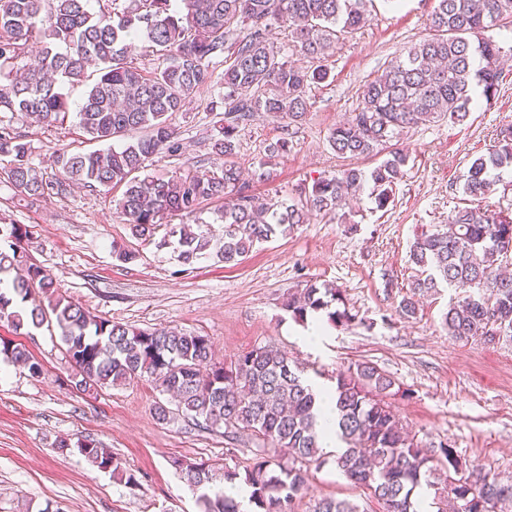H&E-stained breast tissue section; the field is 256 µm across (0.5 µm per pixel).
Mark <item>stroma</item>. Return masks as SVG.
Wrapping results in <instances>:
<instances>
[{
    "mask_svg": "<svg viewBox=\"0 0 512 512\" xmlns=\"http://www.w3.org/2000/svg\"><path fill=\"white\" fill-rule=\"evenodd\" d=\"M432 8L433 0H400L393 8L375 0L366 26L350 34L329 60L328 80L308 89L305 120L294 123L260 112L240 130L237 161L251 173L254 193L286 199L298 185L339 169L370 168V161L336 156L327 136L350 115L364 82L404 44L424 35ZM84 92L81 86L70 89L71 111L61 125L13 124L46 177L56 175L55 150L97 148L78 127ZM223 93L222 85H212L172 115L182 150L153 156L147 173L220 171L224 159L211 147L216 129L209 103ZM507 125H512V60L496 96L476 98L464 123L443 120L402 136L410 161L387 208L376 209L369 194H361L349 223L333 214L311 216L235 266L206 260L184 267L170 249L133 238L113 193L74 187L63 196L20 199L7 181L3 159L0 222L26 225L34 262L50 270L66 296L101 317L208 336L220 359L269 344L305 366L306 377L327 390L335 388L340 366L377 364L399 386L391 403L421 446L448 444L463 462L510 480L512 342L449 336L444 314L451 291L444 287L418 296L415 317L397 312L415 274L411 243L422 231L447 224L453 209L463 205L462 184L472 160L485 154ZM281 138L292 142L293 150L269 156V144ZM116 241L136 249L139 259L117 261ZM309 284L338 288L354 316L345 326L327 324L314 345L304 340L306 325L283 307L289 293ZM0 338L25 345L44 369L37 379L13 364L0 373V512H41L48 506L56 512H199L174 460L202 458L240 467L250 457L249 437L231 445L223 434L190 420H158L155 405L168 397L150 382L94 393L72 389V367L58 332H17L0 322ZM63 437L100 441L137 472L139 486L116 482L75 449L58 448ZM326 496L352 500L360 512L380 510L330 460L313 472L296 512H313Z\"/></svg>",
    "mask_w": 512,
    "mask_h": 512,
    "instance_id": "obj_1",
    "label": "stroma"
}]
</instances>
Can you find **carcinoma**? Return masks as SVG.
Here are the masks:
<instances>
[{
	"label": "carcinoma",
	"instance_id": "1",
	"mask_svg": "<svg viewBox=\"0 0 512 512\" xmlns=\"http://www.w3.org/2000/svg\"><path fill=\"white\" fill-rule=\"evenodd\" d=\"M90 0H0V113L33 117L47 126L69 113L66 89L84 85L79 127L88 140L106 145L92 152L59 150L56 178L47 179L30 158L23 136L0 128V156L10 158L7 177L19 196L63 195L73 186L91 192L121 191L117 199L132 236L173 248L176 261L192 266L201 259L241 263L252 249L315 212L330 215L371 186L379 208L409 162L393 145L403 133L470 115L473 94L489 100L498 91L503 47L488 32L512 25V0H434L428 33L388 60L368 80L349 119L328 135L342 157L384 155L369 170L346 167L300 188L298 197L271 202L254 194L235 157L237 137L258 112L298 122L305 117L306 89L326 81L327 59L346 36L369 21L373 0H107L95 13ZM289 24L291 57L280 56L270 38ZM141 38L158 54L156 67L134 63L131 40ZM34 62L19 65L32 45ZM224 66L217 73L218 66ZM224 85L210 102L221 112L213 151L224 157L221 174L187 171L179 176L138 172L156 154L181 150L169 117L200 91ZM141 136L121 149L115 139ZM512 169V127L500 129L495 144L475 158L463 191L476 201L456 207L448 229L416 236L411 262L419 275L413 294L445 285L455 291L444 315L457 340L487 343L512 338V277L499 272L512 246V223L482 205L497 191L501 171ZM224 201L216 219L220 235L202 224H166L172 215L194 216L207 201ZM22 224H0V322L19 331L44 325L60 331L73 363L70 386L83 392L147 379L171 395L176 411L156 408L165 421L174 413L234 440L250 435L254 448L243 469L224 468V480L247 486L257 512H295L311 471L323 464L317 410L320 391L304 369L271 346L215 361L209 337L177 329H140L91 314L58 291L53 275L31 261ZM340 300L328 286L310 284L291 294L284 309L300 322L325 311L342 326L354 319L348 309L330 310ZM3 359L42 375L39 361L20 344L0 339ZM393 379L371 362L336 372L331 392L336 436L345 448L336 468L357 488L383 505V512H418L414 490L435 489L437 512H503L512 505V482L504 483L477 465L463 463L447 444L422 447L403 431L386 400ZM75 448L93 467L113 479L139 486L137 476L101 443L88 438L59 440ZM180 478L200 492L201 512H241L240 503L211 491L217 468L208 461L176 460ZM315 512H359L349 499L325 497Z\"/></svg>",
	"mask_w": 512,
	"mask_h": 512
}]
</instances>
